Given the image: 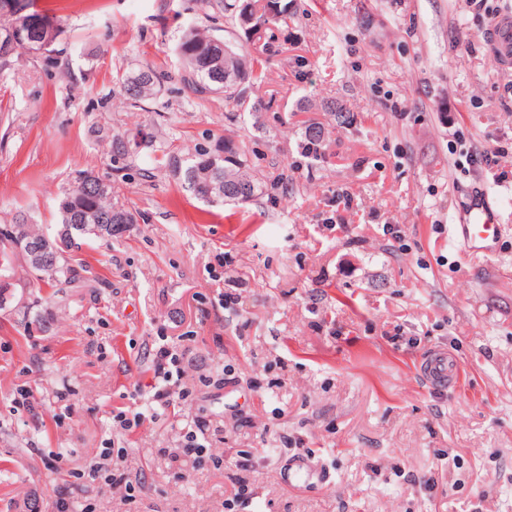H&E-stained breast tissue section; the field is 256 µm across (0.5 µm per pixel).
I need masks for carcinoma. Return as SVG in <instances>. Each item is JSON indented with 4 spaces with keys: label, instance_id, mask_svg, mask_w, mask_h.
<instances>
[{
    "label": "carcinoma",
    "instance_id": "obj_1",
    "mask_svg": "<svg viewBox=\"0 0 512 512\" xmlns=\"http://www.w3.org/2000/svg\"><path fill=\"white\" fill-rule=\"evenodd\" d=\"M261 9L257 20L266 27L282 20L288 14V4L281 0H253ZM230 46L233 56L224 59V46ZM176 53L183 63L185 74L182 80L200 93L224 94V99L238 106L248 102L247 91L262 80V71L249 58L245 47L220 36L205 35L195 29L188 30L176 47ZM233 70V79L224 81L217 76L224 75V66ZM162 77L152 67L145 66L122 79L126 99L133 106H139L151 99L161 88ZM178 178L186 191L195 198L210 202L214 190L222 192L219 203H247L263 193V187L249 166L236 156L233 148L226 146L215 151L198 149L186 163L177 165ZM112 188L98 190L95 176L84 174L75 189L64 194L59 202L60 227L57 235L65 243L64 253L43 266L26 262L23 252L17 250L16 241H34L42 233L22 221L0 227V284L8 283L10 273L17 261L26 263L32 281L51 288H73L79 276L71 263V247L78 239H103L121 234L135 223L133 213L112 204ZM104 216L100 231L92 229L97 218Z\"/></svg>",
    "mask_w": 512,
    "mask_h": 512
}]
</instances>
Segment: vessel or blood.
Listing matches in <instances>:
<instances>
[{
    "label": "vessel or blood",
    "mask_w": 512,
    "mask_h": 512,
    "mask_svg": "<svg viewBox=\"0 0 512 512\" xmlns=\"http://www.w3.org/2000/svg\"><path fill=\"white\" fill-rule=\"evenodd\" d=\"M487 44L499 65H512V26L503 23L490 28ZM497 227L498 210L489 194L478 188L466 191L460 204L459 222L453 227L455 239L466 249L490 252L495 247ZM424 375L430 383L439 386L459 377L454 362L442 353L427 359Z\"/></svg>",
    "instance_id": "vessel-or-blood-1"
}]
</instances>
